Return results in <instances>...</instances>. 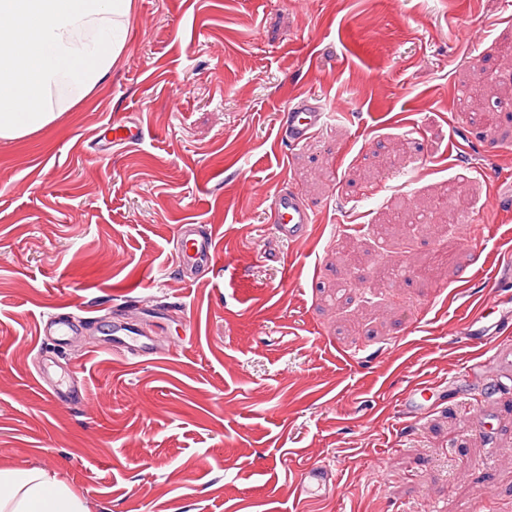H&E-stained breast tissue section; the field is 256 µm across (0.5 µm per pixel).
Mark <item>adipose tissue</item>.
I'll return each mask as SVG.
<instances>
[{"label": "adipose tissue", "instance_id": "1", "mask_svg": "<svg viewBox=\"0 0 512 512\" xmlns=\"http://www.w3.org/2000/svg\"><path fill=\"white\" fill-rule=\"evenodd\" d=\"M131 0H0V141L56 118L53 98L79 101L123 53ZM0 512H90L56 474L0 469Z\"/></svg>", "mask_w": 512, "mask_h": 512}]
</instances>
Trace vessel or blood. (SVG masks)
Instances as JSON below:
<instances>
[{"label":"vessel or blood","mask_w":512,"mask_h":512,"mask_svg":"<svg viewBox=\"0 0 512 512\" xmlns=\"http://www.w3.org/2000/svg\"><path fill=\"white\" fill-rule=\"evenodd\" d=\"M333 116V108L315 93H307L294 99L280 115L279 134L282 140L299 145L308 142L314 133L321 130ZM113 142L127 145L139 144L143 130L122 118L113 119L108 127ZM271 209L275 216L273 230L295 243L303 240L310 224L315 221L313 209L293 190L277 192ZM174 250L177 270L184 281L196 280L199 272L210 269L215 263V247L210 234L200 232L195 225H180ZM501 320L479 314L468 319L462 329L466 345L473 354L466 374L485 371L503 372L512 369V338L501 330ZM83 328L80 322L65 314H51L42 321V334L55 346L69 345ZM113 345L140 357L154 354L157 349L158 332L141 317L140 309L129 311L127 316L112 324ZM437 386L421 383L415 385L405 396L403 406L407 417L420 419L437 402ZM333 474L327 465L320 464L307 470L298 487L299 493L308 494L326 487Z\"/></svg>","instance_id":"obj_1"}]
</instances>
